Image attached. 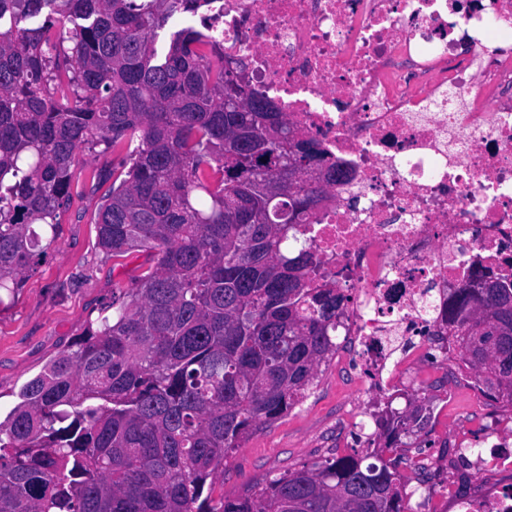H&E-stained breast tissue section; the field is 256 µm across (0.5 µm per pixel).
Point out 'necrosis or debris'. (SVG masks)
I'll use <instances>...</instances> for the list:
<instances>
[{"mask_svg":"<svg viewBox=\"0 0 512 512\" xmlns=\"http://www.w3.org/2000/svg\"><path fill=\"white\" fill-rule=\"evenodd\" d=\"M206 27L347 173L304 224L363 393L457 360L449 294L512 274V0H216Z\"/></svg>","mask_w":512,"mask_h":512,"instance_id":"1","label":"necrosis or debris"}]
</instances>
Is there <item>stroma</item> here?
<instances>
[{
	"mask_svg": "<svg viewBox=\"0 0 512 512\" xmlns=\"http://www.w3.org/2000/svg\"><path fill=\"white\" fill-rule=\"evenodd\" d=\"M112 189V151L89 145L75 158L70 203L59 216L57 233L45 257L25 273L9 304L0 307V417L17 402L20 388L34 378L58 353L72 349L88 323L105 315L112 291L130 284L148 266L146 254L115 261L97 246L96 214ZM422 383L414 391L433 409L426 454L432 463L431 499L417 494L413 462L417 451L405 449L401 481L412 497V512H449L457 490L477 495L484 489L508 483L499 469L482 465L469 456L458 465L448 446L482 439L494 403L471 400L469 386L441 357L420 365ZM355 369L339 361L322 366L306 398L275 422L260 427L224 462V474L212 486V500L235 497L280 474L321 462L333 454L365 452L366 442L356 441V424L366 433L375 430L373 414L383 405L358 391Z\"/></svg>",
	"mask_w": 512,
	"mask_h": 512,
	"instance_id": "35a3bbf8",
	"label": "stroma"
}]
</instances>
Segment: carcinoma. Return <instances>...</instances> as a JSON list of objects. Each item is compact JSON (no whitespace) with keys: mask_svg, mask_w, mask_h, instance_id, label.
<instances>
[{"mask_svg":"<svg viewBox=\"0 0 512 512\" xmlns=\"http://www.w3.org/2000/svg\"><path fill=\"white\" fill-rule=\"evenodd\" d=\"M211 0H0V291L13 294L69 200L83 146L120 158L98 247L152 265L22 388L0 422V512H409L402 456L431 409L373 415L371 453L334 455L213 505L207 480L293 409L336 354L348 298L317 280L304 215L336 164L177 14ZM448 299L462 362L512 402V282Z\"/></svg>","mask_w":512,"mask_h":512,"instance_id":"cac0c4a2","label":"carcinoma"}]
</instances>
